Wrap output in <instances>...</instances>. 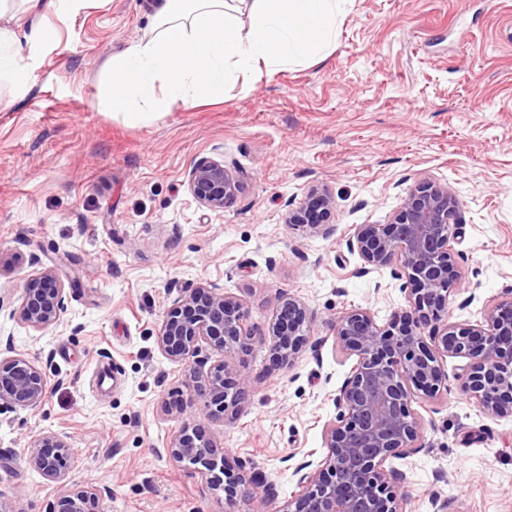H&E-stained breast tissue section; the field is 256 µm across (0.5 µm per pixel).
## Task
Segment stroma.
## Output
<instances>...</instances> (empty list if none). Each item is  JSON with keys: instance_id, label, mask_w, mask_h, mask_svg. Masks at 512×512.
<instances>
[{"instance_id": "stroma-1", "label": "stroma", "mask_w": 512, "mask_h": 512, "mask_svg": "<svg viewBox=\"0 0 512 512\" xmlns=\"http://www.w3.org/2000/svg\"><path fill=\"white\" fill-rule=\"evenodd\" d=\"M150 0H73L48 13L56 40L32 59L25 93L0 82V337L51 355L43 405L0 414V512H48L60 489L31 468L38 434L63 439L70 483L101 489L104 512H225L223 493L174 463L165 447L182 424L253 462L274 485L237 512H283L295 467L325 453L333 398L355 360L333 319L362 307L385 322L407 302L390 269L358 276L345 240L383 224L424 179L463 201L458 270L475 298L455 296L452 323L474 324L512 298V0H350L336 39L314 59L228 81L224 99L173 106L148 122L99 111L112 53L148 35ZM223 158L241 189L221 212L199 205L188 173ZM327 187L329 235L284 222L289 205ZM65 283L58 327L36 331L13 312L43 269ZM238 298L256 340L236 415L173 418L187 366L161 353L165 310L200 284ZM310 315L311 347L275 367L268 339L275 298ZM448 359V391L412 408L424 447L394 467L407 475L403 512H512V418L485 416ZM113 371L114 389L97 382Z\"/></svg>"}]
</instances>
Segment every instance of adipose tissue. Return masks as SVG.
<instances>
[{
  "label": "adipose tissue",
  "mask_w": 512,
  "mask_h": 512,
  "mask_svg": "<svg viewBox=\"0 0 512 512\" xmlns=\"http://www.w3.org/2000/svg\"><path fill=\"white\" fill-rule=\"evenodd\" d=\"M37 24L28 32L0 28V79L26 84L25 51L48 41L42 20L57 0H24ZM347 0H155L151 36L106 62L98 88L103 111L146 122L168 112L222 98L229 79L326 52L336 16Z\"/></svg>",
  "instance_id": "1"
}]
</instances>
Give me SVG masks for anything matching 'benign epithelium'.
Returning <instances> with one entry per match:
<instances>
[{"mask_svg":"<svg viewBox=\"0 0 512 512\" xmlns=\"http://www.w3.org/2000/svg\"><path fill=\"white\" fill-rule=\"evenodd\" d=\"M188 188L203 207L220 212L240 189L239 181L212 157L199 159ZM334 198L324 189L288 209L285 223L321 231ZM461 200L448 187L423 180L409 188L384 224H360L346 240L362 261L358 274L390 267L402 281L408 308L383 325L357 307L333 321L336 341L356 364L334 399L336 416L325 425L326 453L315 468L299 467L297 490L285 512H402L405 472L391 466L423 447L413 398H435L448 390L444 358L467 359L458 379L469 399L491 418L512 417V300L487 305L476 324L448 323L450 298L463 290L458 272V215ZM65 285L55 270L45 269L23 289L14 316L43 331L62 322ZM306 310L288 294L277 296L270 357L286 367L308 345ZM254 342L242 304L213 285H200L164 313L157 335L159 349L171 359L191 360L188 394L180 404L164 405L170 415L191 406L208 418L239 409L249 380L240 361ZM205 349L220 353L206 366ZM0 356V412L35 411L44 403L49 382L42 362L13 353ZM207 370H202V367ZM174 462L211 474V487L224 492L226 512L253 496L264 480L252 462L218 447L203 428L185 424L167 444ZM70 448L64 440L42 434L28 447V463L47 480L65 483ZM99 490L70 487L61 491L49 512H102Z\"/></svg>","mask_w":512,"mask_h":512,"instance_id":"7a95c632","label":"benign epithelium"}]
</instances>
